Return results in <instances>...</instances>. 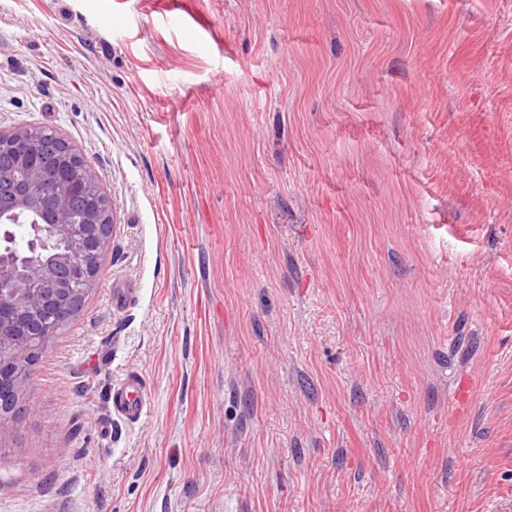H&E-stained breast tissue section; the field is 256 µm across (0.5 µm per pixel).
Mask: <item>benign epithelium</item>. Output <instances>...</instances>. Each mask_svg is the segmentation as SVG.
I'll list each match as a JSON object with an SVG mask.
<instances>
[{"label":"benign epithelium","mask_w":512,"mask_h":512,"mask_svg":"<svg viewBox=\"0 0 512 512\" xmlns=\"http://www.w3.org/2000/svg\"><path fill=\"white\" fill-rule=\"evenodd\" d=\"M54 139L49 150L38 127L0 129V156H9L0 164V190H7L0 194V223L33 225L42 247L26 258L0 255V439L32 366L81 310L114 230L95 174L65 138L56 132ZM48 168L57 176L50 197L41 188Z\"/></svg>","instance_id":"7a95c632"}]
</instances>
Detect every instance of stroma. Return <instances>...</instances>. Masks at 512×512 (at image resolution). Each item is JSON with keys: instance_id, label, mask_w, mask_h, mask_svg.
Here are the masks:
<instances>
[{"instance_id": "stroma-1", "label": "stroma", "mask_w": 512, "mask_h": 512, "mask_svg": "<svg viewBox=\"0 0 512 512\" xmlns=\"http://www.w3.org/2000/svg\"><path fill=\"white\" fill-rule=\"evenodd\" d=\"M26 125L115 228L0 512H512V0H0ZM112 412L128 423L137 422L147 409L146 386L140 376H130L112 386Z\"/></svg>"}]
</instances>
